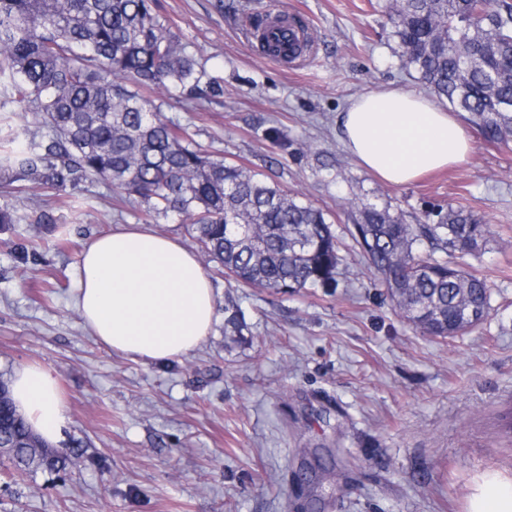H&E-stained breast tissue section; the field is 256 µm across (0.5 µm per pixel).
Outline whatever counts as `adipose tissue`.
Masks as SVG:
<instances>
[{"mask_svg":"<svg viewBox=\"0 0 512 512\" xmlns=\"http://www.w3.org/2000/svg\"><path fill=\"white\" fill-rule=\"evenodd\" d=\"M344 151L391 186L467 165L474 144L461 113L396 88L362 95L336 115ZM75 306L90 336L112 352L167 364L194 353L216 320V290L196 256L142 224H116L83 246ZM16 408L55 441L66 421L57 377L41 365L16 369ZM467 512H512V476H478Z\"/></svg>","mask_w":512,"mask_h":512,"instance_id":"adipose-tissue-1","label":"adipose tissue"}]
</instances>
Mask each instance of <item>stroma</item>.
<instances>
[{
  "label": "stroma",
  "mask_w": 512,
  "mask_h": 512,
  "mask_svg": "<svg viewBox=\"0 0 512 512\" xmlns=\"http://www.w3.org/2000/svg\"><path fill=\"white\" fill-rule=\"evenodd\" d=\"M386 4L157 0L159 22L224 93L203 104L175 91L143 97L204 148L322 209L342 241L339 285L293 298L238 288L197 251L248 333L225 335L219 319L181 360H134L87 333L74 298L84 243L142 223L139 204L105 183L37 186L19 223L0 224V379L26 364L54 372L67 407L54 447L73 455L59 473L0 467V512H299L293 474L304 462L321 512H466L475 475L512 474L496 428L512 405V142L474 134L468 165L404 186L353 162L337 112L385 87L423 90L402 66ZM265 10L302 14L312 39L303 63L251 46L248 18ZM271 128L287 147L270 143ZM375 197L409 224L436 223L451 206L490 224L479 255H448L493 286L480 325L432 338L372 287L344 202Z\"/></svg>",
  "instance_id": "stroma-1"
}]
</instances>
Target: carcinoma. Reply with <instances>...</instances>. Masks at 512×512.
<instances>
[{
	"instance_id": "cac0c4a2",
	"label": "carcinoma",
	"mask_w": 512,
	"mask_h": 512,
	"mask_svg": "<svg viewBox=\"0 0 512 512\" xmlns=\"http://www.w3.org/2000/svg\"><path fill=\"white\" fill-rule=\"evenodd\" d=\"M386 14L405 68L468 113L484 138L511 142L512 0H389ZM261 46L290 60L286 29L262 35ZM141 88H175L196 100L222 94L163 28L154 0H0V112L23 106L42 128L25 144L0 135V193L29 199L21 180L108 183L139 201L148 220L186 218L194 241L239 286L289 297L337 287L342 258L325 213L202 148L190 126L163 116ZM350 206L359 213L351 235L409 325L447 338L485 320L486 280L418 245L472 254L489 225L451 206L436 224H406L376 199ZM246 328L228 300L224 335ZM0 390V451L14 472L66 468L71 452L50 450L8 385L0 381Z\"/></svg>"
}]
</instances>
